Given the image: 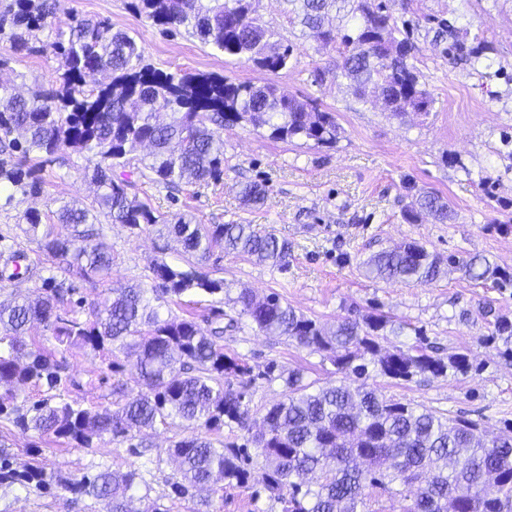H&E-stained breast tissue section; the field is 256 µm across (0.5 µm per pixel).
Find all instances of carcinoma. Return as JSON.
<instances>
[{"mask_svg": "<svg viewBox=\"0 0 512 512\" xmlns=\"http://www.w3.org/2000/svg\"><path fill=\"white\" fill-rule=\"evenodd\" d=\"M260 0H135L134 8L164 31L184 28L214 49L277 72L286 68L292 50L268 49L269 29L258 13ZM297 7L302 26L318 33L326 46H336L341 63L334 77L353 82L358 96L368 86L381 90L386 106L397 117L425 112L429 92L410 63L415 46L400 37L397 22L382 6L366 0H288ZM57 0H0V71L16 56L39 55L57 61V76L45 86L37 81L25 94L0 79V188L14 193L43 192L38 172L43 162L63 149L83 156L93 167L84 176L97 186L94 204L63 201L56 211L61 230L41 234L43 250L85 277L107 275L114 262L111 248L89 230L104 216L130 230L162 225L184 253L206 261L220 249L226 253L288 269L292 245L286 238L252 224H199L188 212L166 213L151 208L132 192L126 168L140 166L142 177L165 188L218 181L224 175L226 124L247 123L268 128L270 137L304 139L331 146L339 126L331 112L320 111L290 96L275 84L254 86L211 74L166 72L144 63V50L126 32L112 30L104 20L77 13L67 29L54 25ZM347 10L352 27L329 25L333 8ZM98 71L102 80L86 87ZM247 205L267 196L258 182L243 185ZM449 203L437 194H423L405 212L414 222L429 211L444 222ZM448 262L473 281L493 279L512 284V273L477 256ZM443 259L417 242L373 256L367 265L377 277L417 286L441 274ZM152 284L116 288L94 314V320L64 319L57 304L74 294L66 282L43 279V296L31 300L11 296L0 301V415L13 416L23 432L52 435L75 448H91L105 434L128 440L133 428H151L170 418L189 422L204 435L173 444L176 476L167 480L168 496L194 498L215 476L238 485L252 477L247 445L224 444L210 438L224 426L250 433L249 442L261 457L264 489L282 505L281 512H374L383 496L405 502L403 512H512V423L487 438L480 424L459 416L448 419L386 397L365 383L368 366L387 378L410 380L417 375L446 377L472 369L465 353L444 360L413 345L384 350L380 340L401 335L404 325L384 314L346 317L326 328L271 293L260 299L249 289L230 296L224 281L194 267L185 270L156 260ZM224 292L232 315L210 333L190 318L160 317L158 305L189 290ZM270 335L286 336L297 347L328 352L338 371L352 383L314 386L301 371L264 379L284 381V398L271 405L261 426L252 430L247 388L224 389V375L248 370L224 354L219 340L240 329L241 319ZM33 323L52 328L59 345L108 350L109 368L124 371L117 357L132 360L130 379L137 392L115 386L124 403L111 412L93 411L63 398L68 376L65 357L22 340ZM501 339L512 359V320L495 318L488 341ZM34 384L48 398L25 408L18 398ZM18 460L0 448V489L14 485L43 494L58 487L74 499L108 502L107 512H168L150 488L136 497L141 475L108 468L93 475L63 479L47 473L36 461ZM139 501L142 507L134 506Z\"/></svg>", "mask_w": 512, "mask_h": 512, "instance_id": "obj_1", "label": "carcinoma"}]
</instances>
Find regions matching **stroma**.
I'll list each match as a JSON object with an SVG mask.
<instances>
[{
    "instance_id": "obj_1",
    "label": "stroma",
    "mask_w": 512,
    "mask_h": 512,
    "mask_svg": "<svg viewBox=\"0 0 512 512\" xmlns=\"http://www.w3.org/2000/svg\"><path fill=\"white\" fill-rule=\"evenodd\" d=\"M134 0H60L55 22L66 25L78 12L107 20L116 30L135 36L145 61L164 71L221 75L255 85L276 84L302 102H314L332 112L340 126L335 146L271 139L251 126L227 125L224 176L209 185H189L169 192L131 173L139 197L163 212L191 211L203 224H254L293 246L287 270L260 264L235 254L215 252L199 269L225 287L251 288L258 294H280L282 300L323 325L350 312L383 313L406 323L403 335L388 337L382 348L416 344L424 334L435 355L468 353L472 370L464 375L391 380L370 372L367 382L383 394L451 417L481 423L490 435L512 422V360L503 358L484 339L494 330L495 316L512 320V287L474 282L463 271L448 268L427 286L386 282L365 274L363 264L380 251L416 241L441 258L485 257L512 272V0H384L386 10L405 30L416 52L413 64L431 95L422 114L399 118L381 102H361L345 79H333L339 55L322 47L303 28L284 0H260L259 14L273 32V43H288L293 58L288 68L270 72L253 63L212 50L183 30L162 32L133 7ZM454 27L453 40L463 50L435 43L440 21ZM481 49L485 62L474 65L470 49ZM82 156L64 149L42 171L43 192L16 195L0 208V269L11 256L26 252V278L0 285V300L18 291L38 295L43 278L63 276L58 259L46 253L27 233L24 214L41 212L44 225L56 221L55 199L91 203L94 188L82 178ZM247 182L266 184V201L248 207L240 199ZM431 191L447 199V222L420 213L416 222L404 213L415 198ZM112 248L108 276L78 280L77 310L61 313L92 319L93 310L112 289L147 283L155 259L186 266L187 257L175 241L146 227L133 232L119 224L101 227ZM224 305L223 294L182 296L162 305L161 316L191 317L209 330L211 309ZM494 317H483L482 307ZM224 351L250 367L257 378L249 388L252 419L281 400L283 381L262 379L268 364L278 370L302 371L306 381L325 384L340 375L326 353L299 348L283 337L267 336L243 323L241 331L225 334ZM65 357L72 379L64 396L99 410H116L121 397L113 393L118 374L108 368L109 355L89 348H72ZM193 426L171 420L137 431L146 448L137 455L126 444L104 435L93 447L73 448L55 437L25 433L0 419V446L18 458L39 447L38 460L50 473L64 477L108 467L136 470L152 495L165 493V479L175 470L167 453L179 440L195 436ZM215 512H281L266 491L217 483L212 496ZM104 503L73 500L54 490L42 495L20 486L0 491V512H103Z\"/></svg>"
}]
</instances>
